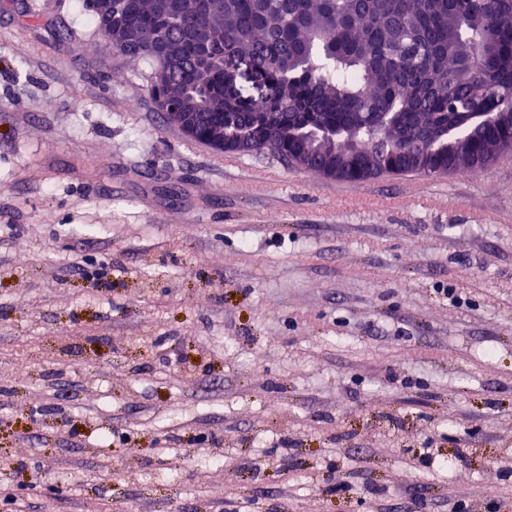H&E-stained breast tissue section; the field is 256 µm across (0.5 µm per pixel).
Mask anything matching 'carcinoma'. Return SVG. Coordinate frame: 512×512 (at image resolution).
<instances>
[{"label":"carcinoma","mask_w":512,"mask_h":512,"mask_svg":"<svg viewBox=\"0 0 512 512\" xmlns=\"http://www.w3.org/2000/svg\"><path fill=\"white\" fill-rule=\"evenodd\" d=\"M112 30L132 57L140 39L166 40L176 64L150 92L176 97L197 83L205 34L215 61L207 131L236 111L242 133L228 147L271 149L313 173L477 169L512 144L511 118L473 127L463 115L476 104L498 111L494 91L512 87V0H192L175 14L157 0H113ZM240 62L263 75L265 92L238 85L232 108L217 89ZM451 72L461 76L450 93ZM386 112L394 145L383 151L373 139L365 154L339 155L307 135L320 124L338 141L350 127L374 132ZM448 123V151H436Z\"/></svg>","instance_id":"obj_1"}]
</instances>
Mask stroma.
Returning a JSON list of instances; mask_svg holds the SVG:
<instances>
[{
	"label": "stroma",
	"instance_id": "35a3bbf8",
	"mask_svg": "<svg viewBox=\"0 0 512 512\" xmlns=\"http://www.w3.org/2000/svg\"><path fill=\"white\" fill-rule=\"evenodd\" d=\"M91 17L0 0V512H512V149L219 152Z\"/></svg>",
	"mask_w": 512,
	"mask_h": 512
}]
</instances>
